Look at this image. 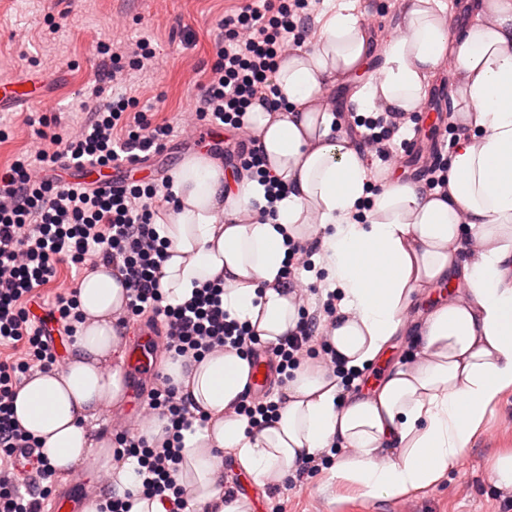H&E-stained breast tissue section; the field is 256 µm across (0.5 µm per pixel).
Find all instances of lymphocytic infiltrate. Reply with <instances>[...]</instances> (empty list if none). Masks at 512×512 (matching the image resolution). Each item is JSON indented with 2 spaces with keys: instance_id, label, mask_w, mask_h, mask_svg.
<instances>
[{
  "instance_id": "lymphocytic-infiltrate-1",
  "label": "lymphocytic infiltrate",
  "mask_w": 512,
  "mask_h": 512,
  "mask_svg": "<svg viewBox=\"0 0 512 512\" xmlns=\"http://www.w3.org/2000/svg\"><path fill=\"white\" fill-rule=\"evenodd\" d=\"M310 0H267L264 6L246 4L218 23L219 41L211 74L196 99L197 125L222 124L241 131L224 154L238 168L265 174V156L257 139L248 134L244 116L257 103L272 104L277 88L271 81L289 44H300ZM407 122L405 114L381 113L361 120V141L374 147L385 163L396 155L393 138ZM175 128L156 124L136 102L119 97L96 105L79 130L53 133L50 147L17 159L0 174V342L22 344L25 357L15 365L0 364V456L34 447L35 441L15 421L13 397L30 368H57L59 360L44 326L34 324L27 308L35 290L54 278L58 264L90 262L118 266L128 290L129 316L151 314L165 326L164 350L170 355L201 357L216 349L232 348L255 356L259 337L248 323L230 318L222 306V284L208 283L180 304L167 303L160 285L166 260L154 222L160 205L176 206L167 184L137 183L109 192H89L37 177L58 163L106 167L123 158L161 152ZM319 329L316 318L301 316L288 336L272 345L278 374L300 363ZM145 418H167L171 439L156 448L141 436L121 430L114 435L115 452L135 459L138 490L158 500L165 512H186L189 500L176 482L180 448L186 431L205 415L195 414L170 378L149 392ZM56 476L42 463L40 490L20 489L10 469H0V512H41Z\"/></svg>"
}]
</instances>
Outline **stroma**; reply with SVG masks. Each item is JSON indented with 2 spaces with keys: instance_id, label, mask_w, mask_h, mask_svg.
Segmentation results:
<instances>
[{
  "instance_id": "1",
  "label": "stroma",
  "mask_w": 512,
  "mask_h": 512,
  "mask_svg": "<svg viewBox=\"0 0 512 512\" xmlns=\"http://www.w3.org/2000/svg\"><path fill=\"white\" fill-rule=\"evenodd\" d=\"M247 0H0V79L24 73L53 74L50 98L26 112H0V171L28 150L42 129L40 117L76 129L92 107L113 94L136 97L153 123L174 124L193 112L201 86L216 58L224 15ZM355 12L376 41L398 27L400 0H353ZM145 38L156 50L151 71H128L118 85L98 84L95 74L101 45L113 50ZM430 103L443 107L445 120L404 127L399 138L426 135L395 158L391 169L404 179L426 178L429 154L455 136L448 77L432 82ZM512 449V390L500 395L471 441L460 464L434 486L389 499L363 495L334 473L335 459L319 469L296 473L292 484L253 492L254 512H499L503 497L493 484L489 461L500 449Z\"/></svg>"
}]
</instances>
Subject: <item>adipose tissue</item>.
I'll return each mask as SVG.
<instances>
[{
  "instance_id": "adipose-tissue-1",
  "label": "adipose tissue",
  "mask_w": 512,
  "mask_h": 512,
  "mask_svg": "<svg viewBox=\"0 0 512 512\" xmlns=\"http://www.w3.org/2000/svg\"><path fill=\"white\" fill-rule=\"evenodd\" d=\"M467 8L455 29L441 0H402L397 32L378 45L342 6L280 60L274 83L285 108L257 104L248 113L267 173L288 187L275 219L262 217L265 187L249 172L225 175L205 156L173 169L180 205L161 211L154 225L169 253L160 283L170 302L222 282L225 310L262 340H276L295 327L302 305L281 277L286 242H315L325 279L341 295L324 332L346 368L364 369L398 336L412 335L418 348L367 396L340 397L332 371L301 363L273 421L251 434L236 413L249 359L233 350L168 358L165 375L208 416L202 430L185 435L176 472L199 512H250L247 501L224 498L226 451L261 488L333 445L346 451L337 478L365 495L432 487L459 465L491 404L512 389V0H468ZM374 56L369 81L352 96L361 114L420 111L431 81L451 68L458 134L447 191L376 179L337 124L332 89ZM451 279L461 290L409 323L418 296ZM78 299L83 321L65 367L29 377L14 416L55 470L96 459L111 495L121 497L133 492L134 466L87 426L126 397L122 368L112 362L121 343L114 316L127 302L118 268L95 266ZM132 502L129 512H164L137 494Z\"/></svg>"
}]
</instances>
